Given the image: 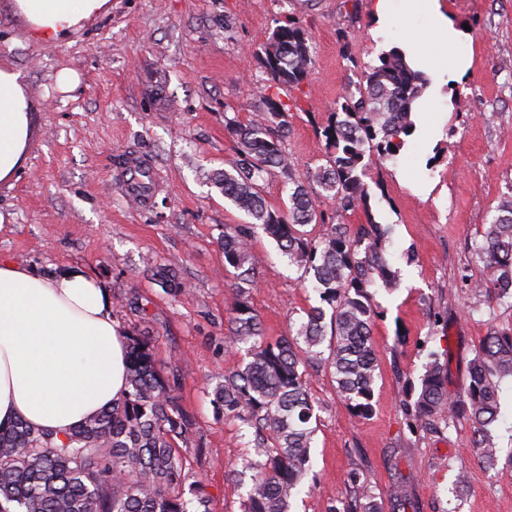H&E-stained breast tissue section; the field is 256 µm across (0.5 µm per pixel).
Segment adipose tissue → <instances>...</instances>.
I'll return each instance as SVG.
<instances>
[{
  "instance_id": "obj_1",
  "label": "adipose tissue",
  "mask_w": 512,
  "mask_h": 512,
  "mask_svg": "<svg viewBox=\"0 0 512 512\" xmlns=\"http://www.w3.org/2000/svg\"><path fill=\"white\" fill-rule=\"evenodd\" d=\"M108 0H12L35 42L65 40ZM427 12L438 32L431 51L449 77L465 72L458 33L438 0H377L379 27L395 12ZM38 103L20 71L0 66V184L22 168ZM127 389L126 339L112 297L91 275L70 269L43 277L0 260V427L17 420L68 432L117 402Z\"/></svg>"
}]
</instances>
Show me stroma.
<instances>
[{
    "label": "stroma",
    "instance_id": "1",
    "mask_svg": "<svg viewBox=\"0 0 512 512\" xmlns=\"http://www.w3.org/2000/svg\"><path fill=\"white\" fill-rule=\"evenodd\" d=\"M11 3L0 0V64L23 73L40 109L23 168L0 186V259L44 275L82 269L110 290L120 328L154 338L155 362L192 421L183 451L190 480L202 481L212 512H241L245 490L227 471L240 466L248 438L206 395L240 363L224 347L232 294L219 239L246 217L209 181L236 157L225 120L257 112L267 79L260 57L277 19L294 18L314 66L286 152L305 178L325 157L318 129L355 79L354 65L432 41L433 21L422 13L378 30L375 0L355 9L347 0H109L70 37L43 45L29 39ZM441 4L463 30L469 67L452 82L422 62L438 104L395 159H373L369 169L386 195L372 213L388 230L387 257L400 278L398 289H375L372 299L374 409L354 417L330 372L311 370L321 424L305 479L312 490L295 512H330L355 469L381 501L403 480L406 512H512V394L498 426L503 456L491 468L477 460L468 423L415 433L406 414L408 388L430 354L447 356L448 392L459 396L488 325L512 328V304L466 282L479 275L475 241L512 201V0ZM64 71L77 78L67 90L57 81ZM132 159L152 173L137 201L124 187ZM254 252L258 280L248 298L274 339L320 299L265 234ZM162 268L178 273L185 297L163 291L154 277Z\"/></svg>",
    "mask_w": 512,
    "mask_h": 512
}]
</instances>
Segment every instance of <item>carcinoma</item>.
Segmentation results:
<instances>
[{
	"mask_svg": "<svg viewBox=\"0 0 512 512\" xmlns=\"http://www.w3.org/2000/svg\"><path fill=\"white\" fill-rule=\"evenodd\" d=\"M261 64L268 76L263 109L246 123L226 120L237 159L212 174L224 199L250 221L224 226L220 242L224 268L234 270L225 343L235 353L244 352V358L213 388L211 403L224 421L253 431L242 512H291L312 469L318 427L307 389L309 369L331 373L353 415L362 418L372 410L378 312L369 288L395 289L399 278L386 259L385 231L371 213L365 156L373 150L387 159L397 155L415 130L412 104L427 80L407 65L400 50L381 52L378 62L362 69L336 100L322 130L325 163L303 181L288 165L285 150L288 111L297 103L281 98L299 87L313 66L307 34L297 22L277 21ZM276 169L291 185L284 207L269 204L260 185ZM315 186L334 202L332 213L316 207ZM356 210L364 212L366 222L339 221ZM311 224L321 226L322 233L305 230ZM258 229L277 243L321 301L292 321L288 335L270 341L246 295V286L256 282ZM473 254L481 264L473 288L499 301L512 298V203L485 225ZM157 274L166 293H186L171 270ZM128 340V389L111 408L64 435L22 420L0 429V512H209L202 491H196L194 502L183 496L186 465L179 444L189 443L191 428L173 386L155 365L154 339L130 335ZM447 379L448 361L431 354L411 406L412 430L437 432L465 419L473 427L479 460L496 462L500 448L491 427L500 418L504 384L512 381V329L492 326L481 338L464 396L449 398ZM349 482L351 496L334 512H382L365 476L354 472ZM389 503L392 512L406 509L402 482L390 489Z\"/></svg>",
	"mask_w": 512,
	"mask_h": 512,
	"instance_id": "1",
	"label": "carcinoma"
}]
</instances>
